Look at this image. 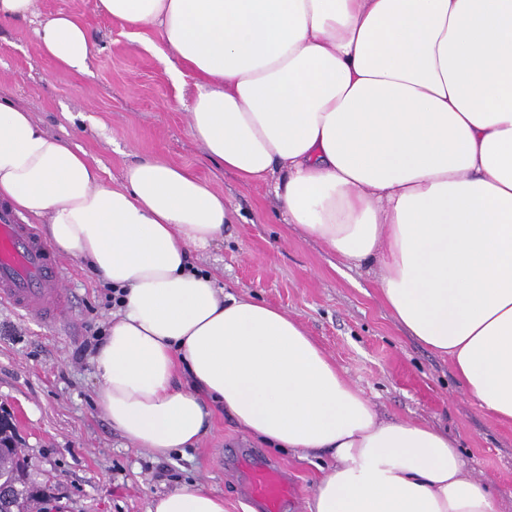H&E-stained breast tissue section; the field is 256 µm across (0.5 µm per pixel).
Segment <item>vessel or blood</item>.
I'll list each match as a JSON object with an SVG mask.
<instances>
[{
    "instance_id": "1",
    "label": "vessel or blood",
    "mask_w": 512,
    "mask_h": 512,
    "mask_svg": "<svg viewBox=\"0 0 512 512\" xmlns=\"http://www.w3.org/2000/svg\"><path fill=\"white\" fill-rule=\"evenodd\" d=\"M0 304L46 326L60 323L69 310L54 251L36 225L6 207H0ZM245 489L261 512H284L297 497L286 472L262 460L249 465Z\"/></svg>"
}]
</instances>
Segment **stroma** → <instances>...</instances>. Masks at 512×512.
<instances>
[{
	"label": "stroma",
	"instance_id": "obj_1",
	"mask_svg": "<svg viewBox=\"0 0 512 512\" xmlns=\"http://www.w3.org/2000/svg\"><path fill=\"white\" fill-rule=\"evenodd\" d=\"M60 10L76 14L92 35L88 72L58 67L39 45V18ZM160 45L156 31L130 32L96 0H36L35 17L0 25V99L25 107L108 181L162 157L222 194L232 222L223 240L192 251L194 265L214 271L225 292L254 296L301 321L382 415L447 433L512 512V426L491 419L458 386L449 360L396 323L379 294L377 265L341 264L322 242L285 222L270 185L244 184L206 157L189 128L194 84L174 83ZM63 273L72 307L67 324L45 328L0 306V415L19 422L26 471L44 491L47 512H148L156 496L189 483L222 496L228 512H243L249 498L236 456L259 442L223 411L195 446L166 457L132 446L99 415L91 361L72 354L84 339L105 337L112 292L86 263L64 259ZM263 454L297 485L301 503L286 512H308L314 482L331 458L301 460L272 448ZM166 465L176 482L157 477Z\"/></svg>",
	"mask_w": 512,
	"mask_h": 512
}]
</instances>
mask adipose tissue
Returning <instances> with one entry per match:
<instances>
[{
    "label": "adipose tissue",
    "instance_id": "1",
    "mask_svg": "<svg viewBox=\"0 0 512 512\" xmlns=\"http://www.w3.org/2000/svg\"><path fill=\"white\" fill-rule=\"evenodd\" d=\"M157 29L189 126L243 183L272 182L287 223L347 263L376 262L408 334L512 425V0H99ZM36 35L88 70L74 15ZM123 297L91 358L100 413L136 447L192 446L220 402L300 457L327 452L309 512H502L455 444L386 419L302 324L218 288L191 249L224 235L222 196L154 158L107 183L83 152L0 101V203ZM193 382L176 383L180 368ZM148 512H225L193 483Z\"/></svg>",
    "mask_w": 512,
    "mask_h": 512
}]
</instances>
